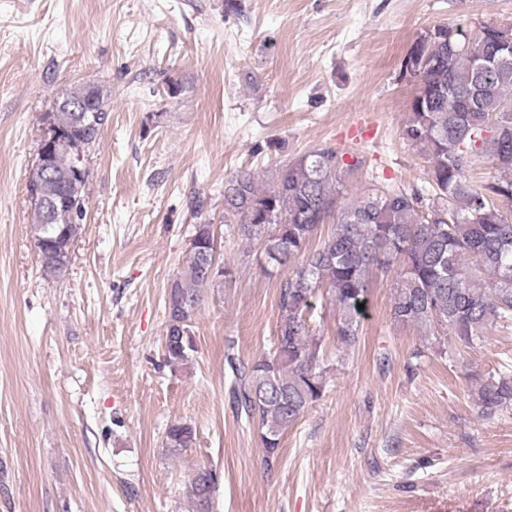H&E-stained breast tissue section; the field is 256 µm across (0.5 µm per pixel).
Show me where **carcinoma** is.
Returning <instances> with one entry per match:
<instances>
[{
  "label": "carcinoma",
  "mask_w": 512,
  "mask_h": 512,
  "mask_svg": "<svg viewBox=\"0 0 512 512\" xmlns=\"http://www.w3.org/2000/svg\"><path fill=\"white\" fill-rule=\"evenodd\" d=\"M413 69L415 91L400 137L428 162L429 191L436 202L423 208V194L403 188H368L349 196L343 176L356 165L324 146L288 161L274 183L259 187L254 174L224 181V214L238 218V234L262 246L268 266L290 269L277 284V324L272 349L246 365L229 344L225 361L235 378L231 398L238 413L257 425L262 465L273 467L281 438L326 389L321 337L308 315L326 293L336 309V337L346 347L360 343L372 273L400 268L390 314L394 322L434 337L430 348L473 347L496 323L512 320V23L438 25L416 37L401 67ZM95 98L94 111L54 108L51 121L69 140L92 145L108 120L101 90L80 86L64 98ZM485 154L497 175L470 185L465 171ZM85 175L64 158L56 175L40 180L31 195L33 239L45 275L71 262L79 224L51 220L44 201L65 196L83 207ZM323 224L334 231L315 247ZM213 223L194 225L187 269L169 285L164 358L184 365L195 351L191 327L202 289L221 278L207 273ZM481 416L512 408V374L503 373L474 392ZM196 429L179 421L166 432L171 453L189 448ZM219 478L199 467L188 494L193 512H211Z\"/></svg>",
  "instance_id": "carcinoma-1"
}]
</instances>
